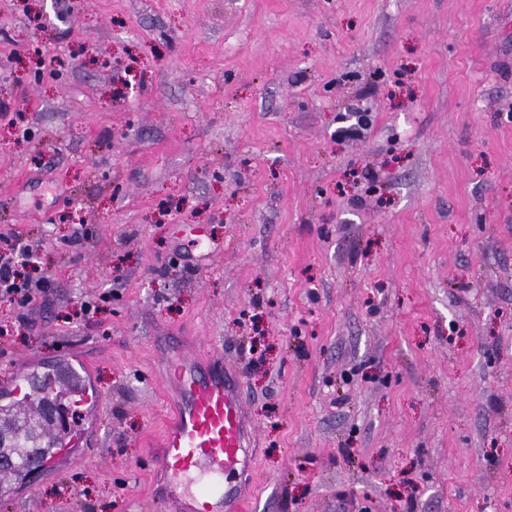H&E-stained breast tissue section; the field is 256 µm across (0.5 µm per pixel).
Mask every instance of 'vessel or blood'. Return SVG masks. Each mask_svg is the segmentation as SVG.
Here are the masks:
<instances>
[{
	"instance_id": "b4317fda",
	"label": "vessel or blood",
	"mask_w": 512,
	"mask_h": 512,
	"mask_svg": "<svg viewBox=\"0 0 512 512\" xmlns=\"http://www.w3.org/2000/svg\"><path fill=\"white\" fill-rule=\"evenodd\" d=\"M171 371L179 400L154 466L181 497L183 512H224L228 501H241L251 464L241 383L200 368L192 355H176Z\"/></svg>"
}]
</instances>
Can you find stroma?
<instances>
[{"label": "stroma", "mask_w": 512, "mask_h": 512, "mask_svg": "<svg viewBox=\"0 0 512 512\" xmlns=\"http://www.w3.org/2000/svg\"><path fill=\"white\" fill-rule=\"evenodd\" d=\"M73 2L0 0V232L55 288L0 303V389L101 406L0 512H178L168 361L207 347L250 512H512V0Z\"/></svg>", "instance_id": "1"}]
</instances>
